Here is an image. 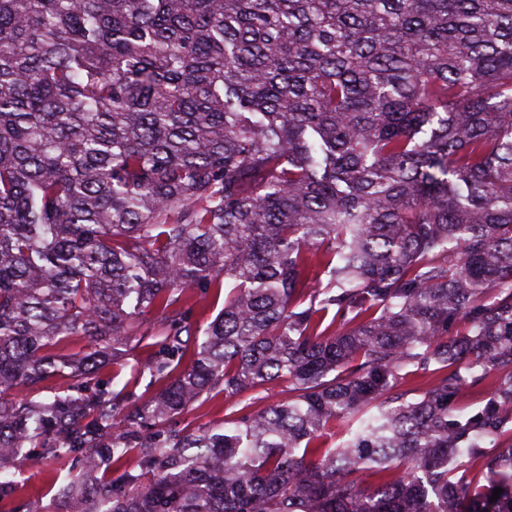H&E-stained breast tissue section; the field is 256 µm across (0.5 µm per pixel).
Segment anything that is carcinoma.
<instances>
[{
  "mask_svg": "<svg viewBox=\"0 0 512 512\" xmlns=\"http://www.w3.org/2000/svg\"><path fill=\"white\" fill-rule=\"evenodd\" d=\"M150 316L156 389L100 384ZM66 370L76 396H12ZM218 395L253 401L177 427ZM24 448L81 458L72 512H512V0H0V461ZM498 378V374L491 373L486 376L483 382L466 386L454 401L452 412L455 415L466 416L482 407L490 392L494 389Z\"/></svg>",
  "mask_w": 512,
  "mask_h": 512,
  "instance_id": "1",
  "label": "carcinoma"
}]
</instances>
